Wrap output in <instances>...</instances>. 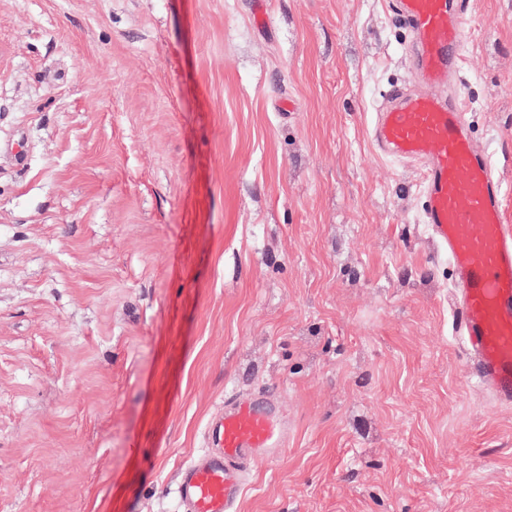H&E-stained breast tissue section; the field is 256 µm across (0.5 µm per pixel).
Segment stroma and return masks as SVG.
Returning <instances> with one entry per match:
<instances>
[{"label": "stroma", "mask_w": 512, "mask_h": 512, "mask_svg": "<svg viewBox=\"0 0 512 512\" xmlns=\"http://www.w3.org/2000/svg\"><path fill=\"white\" fill-rule=\"evenodd\" d=\"M390 0H0V512H184L209 419L288 423L239 512H512L420 164L378 153ZM461 96L512 224V0Z\"/></svg>", "instance_id": "stroma-1"}]
</instances>
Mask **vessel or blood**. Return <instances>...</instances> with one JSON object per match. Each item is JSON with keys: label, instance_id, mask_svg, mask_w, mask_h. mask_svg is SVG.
<instances>
[{"label": "vessel or blood", "instance_id": "obj_1", "mask_svg": "<svg viewBox=\"0 0 512 512\" xmlns=\"http://www.w3.org/2000/svg\"><path fill=\"white\" fill-rule=\"evenodd\" d=\"M412 31L415 70L432 87L455 80L462 63L466 0H393ZM387 156L424 169V221L452 261V324L470 376L498 404L512 405V225L503 183L475 147L459 99L396 89L376 116ZM210 450L185 467L176 495L186 512H238L245 462L281 455L288 431L276 410L246 398L225 405L206 428Z\"/></svg>", "mask_w": 512, "mask_h": 512}]
</instances>
